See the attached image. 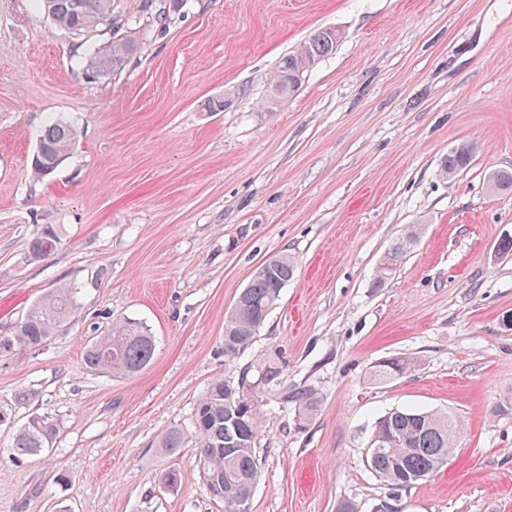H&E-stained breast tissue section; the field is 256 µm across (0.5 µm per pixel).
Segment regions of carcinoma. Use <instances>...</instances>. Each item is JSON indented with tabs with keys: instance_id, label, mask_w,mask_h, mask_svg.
Masks as SVG:
<instances>
[{
	"instance_id": "1",
	"label": "carcinoma",
	"mask_w": 512,
	"mask_h": 512,
	"mask_svg": "<svg viewBox=\"0 0 512 512\" xmlns=\"http://www.w3.org/2000/svg\"><path fill=\"white\" fill-rule=\"evenodd\" d=\"M47 18L73 34H82L104 21H112V0H39ZM338 36L325 29L288 53L279 63L272 93L284 99L301 86L304 73L321 57L336 49ZM132 39H118L93 50L85 58L84 74L89 80L120 70L137 52ZM76 137L72 124L55 119L47 124L33 155L35 178L49 176L70 152ZM469 149L459 146L448 152L440 173L447 177L466 168ZM492 190L512 189V172L496 171L488 178ZM418 238L412 228L398 239L384 256L375 286H380ZM59 243L54 228L46 226L30 241L28 258H41ZM296 271L295 258L281 254L264 264L238 295L224 321V358L236 359L254 342L257 332L277 305L282 288ZM76 289L61 286L47 294L29 311L9 336H0V357L42 347L75 306ZM156 339L141 324L124 320L111 332L92 342L85 350L84 364L124 375L135 374L153 359ZM414 365L411 357H392L373 366L372 376L386 380L404 374ZM265 390L283 403L298 405V425L307 427L318 411L321 397L312 388L288 390L278 366L270 362L247 367L237 385L213 379L197 400L191 432L172 426L155 442L158 452L173 455L193 437L200 448L199 463L210 496L224 503L227 512H236L243 499L249 500L258 478L255 448L264 431L262 400L256 391ZM461 431L457 417L448 412L396 409L381 416L369 440L368 466L389 489L400 491L428 480L446 463ZM57 424L44 416H32L13 437L16 455H40L56 439Z\"/></svg>"
}]
</instances>
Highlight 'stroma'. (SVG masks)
Instances as JSON below:
<instances>
[{
  "label": "stroma",
  "mask_w": 512,
  "mask_h": 512,
  "mask_svg": "<svg viewBox=\"0 0 512 512\" xmlns=\"http://www.w3.org/2000/svg\"><path fill=\"white\" fill-rule=\"evenodd\" d=\"M112 0V22L76 36L38 0H0V336L52 289L77 307L40 349L0 357V512H224L205 486L195 439L169 458L156 436L190 428L213 378L252 364L315 388L308 427L264 395L266 427L249 512H512V0ZM334 52L274 102L279 60L316 31ZM136 39L123 70L96 81L86 54ZM227 98L224 111L207 100ZM76 142L49 176L31 161L48 121ZM471 147L470 165L439 174ZM417 224L397 270L385 252ZM57 248L30 261L43 227ZM293 280L254 343L224 363V319L279 254ZM142 323L153 360L132 376L91 370L86 345L113 321ZM410 356L384 382L377 362ZM393 409L446 411L461 433L426 482L393 492L365 463ZM57 421L45 454H9L29 415ZM176 470L177 486L161 475ZM67 473L68 482L58 480ZM471 160V154L466 146H458L448 152L442 162L440 173L442 176H452L458 171L466 168Z\"/></svg>",
  "instance_id": "35a3bbf8"
}]
</instances>
